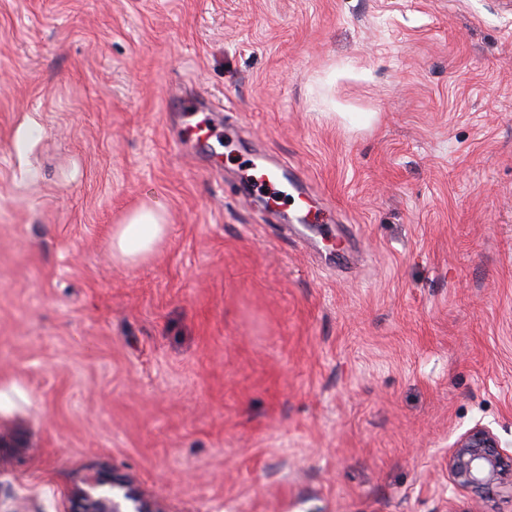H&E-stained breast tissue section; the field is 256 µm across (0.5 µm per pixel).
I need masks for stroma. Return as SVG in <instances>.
<instances>
[{
	"instance_id": "1",
	"label": "stroma",
	"mask_w": 512,
	"mask_h": 512,
	"mask_svg": "<svg viewBox=\"0 0 512 512\" xmlns=\"http://www.w3.org/2000/svg\"><path fill=\"white\" fill-rule=\"evenodd\" d=\"M261 156L309 223L241 197ZM143 204L169 232L126 265ZM478 424L512 452V0H0V512L115 476L164 512H465ZM165 211L143 204L128 212L112 228V256L136 264L151 257L167 234Z\"/></svg>"
}]
</instances>
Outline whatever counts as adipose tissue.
Listing matches in <instances>:
<instances>
[{
    "label": "adipose tissue",
    "instance_id": "1",
    "mask_svg": "<svg viewBox=\"0 0 512 512\" xmlns=\"http://www.w3.org/2000/svg\"><path fill=\"white\" fill-rule=\"evenodd\" d=\"M164 210L141 205L128 212L112 228V255L118 260L135 264L151 257L167 234Z\"/></svg>",
    "mask_w": 512,
    "mask_h": 512
}]
</instances>
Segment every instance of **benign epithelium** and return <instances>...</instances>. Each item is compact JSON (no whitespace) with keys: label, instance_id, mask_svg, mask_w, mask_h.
I'll use <instances>...</instances> for the list:
<instances>
[{"label":"benign epithelium","instance_id":"7a95c632","mask_svg":"<svg viewBox=\"0 0 512 512\" xmlns=\"http://www.w3.org/2000/svg\"><path fill=\"white\" fill-rule=\"evenodd\" d=\"M448 479L454 487L480 497L497 491L512 501V462L493 429L477 424L461 434L448 456ZM112 486L124 490L123 500L101 494L81 493L77 512H125L122 501L135 504L133 512H163L159 505L142 500L125 480L112 478Z\"/></svg>","mask_w":512,"mask_h":512}]
</instances>
